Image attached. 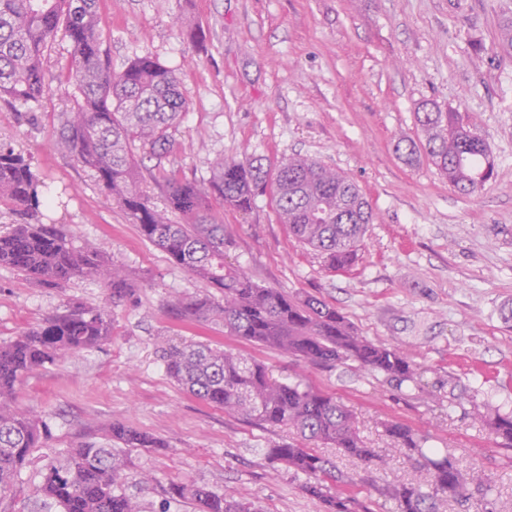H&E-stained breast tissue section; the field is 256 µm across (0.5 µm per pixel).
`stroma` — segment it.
<instances>
[{
    "label": "stroma",
    "instance_id": "35a3bbf8",
    "mask_svg": "<svg viewBox=\"0 0 512 512\" xmlns=\"http://www.w3.org/2000/svg\"><path fill=\"white\" fill-rule=\"evenodd\" d=\"M100 11L113 69L148 54L179 77L188 110L170 157L178 177H206L219 154L272 164L300 154L356 182L374 219L351 269H327L279 222L267 194L247 213L216 208L224 257L263 287L334 305L362 336L406 355L417 379L401 384L352 361L312 366L222 327L171 318L169 295L208 284L172 265L91 171L53 147L72 91L71 45L61 36L44 56L53 91L36 112L0 101V143L30 157L45 181L54 200L47 222L69 225L76 247L102 248L147 279L132 300L112 306L110 341L17 387L16 403L41 412L49 440L33 450L0 512H60L35 492L43 466L81 442L106 441L115 422L164 442L126 452L124 490L139 512H195L169 498L174 483L205 484L261 512H320L303 476L266 455L299 441L295 430L227 414L167 377L161 346L190 342L242 353L273 378L301 377L342 403L380 460L314 448L371 512L396 510L379 487L429 478L405 449L392 448L383 431L391 420L455 457L470 493H488L497 512H512V448L490 428L512 412V56L497 47L512 0H102ZM180 16L204 28L203 46L183 39ZM428 100L461 112L488 145L495 177L478 192L459 193L425 154L397 151L400 141L423 145L417 112ZM105 299L89 277L43 288L0 267V342L69 303Z\"/></svg>",
    "mask_w": 512,
    "mask_h": 512
}]
</instances>
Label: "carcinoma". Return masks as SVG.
Here are the masks:
<instances>
[{
	"label": "carcinoma",
	"mask_w": 512,
	"mask_h": 512,
	"mask_svg": "<svg viewBox=\"0 0 512 512\" xmlns=\"http://www.w3.org/2000/svg\"><path fill=\"white\" fill-rule=\"evenodd\" d=\"M100 0H0V98L32 107L51 91L43 54L58 33L71 43L67 81L73 92L62 113L54 146L92 171L104 192L138 225L142 237L161 248L170 261L208 282L221 297L172 295L168 311L189 323L224 326L241 340L282 350L313 365L352 360L399 382L413 379L408 358L396 349L360 336L335 306L314 296H291L264 288L224 258V224L212 217L213 202L241 212L273 188L280 222L302 243L320 252L332 271L359 259V243L373 211L358 185L345 173L316 159L290 156L275 165L256 157L214 158L208 177L187 180L171 173L158 179L176 142L173 132L187 103L175 71L152 56H136L112 69L102 50ZM498 46L512 54V18L503 21ZM417 121L424 150L448 183L465 194L495 178L487 144L457 112L435 103L422 105ZM138 144L155 164L143 166L132 152ZM162 193L157 205L146 189ZM26 222L0 231V266L12 268L36 284L61 288L74 278L91 277L112 301L134 295L135 284L121 265L98 249H76L64 224H45L42 208L47 186L31 161L0 146V204ZM179 215L182 221L173 220ZM112 318L106 306L75 302L47 316L36 328L0 344V499L12 492L34 448L47 443L40 414L16 405V386L34 370L59 357L107 342ZM164 368L185 393L225 412L261 424L288 426L306 440L333 445L366 462L378 452L361 439L351 413L335 397L299 379L278 382L266 367L230 350L204 343L162 347ZM501 445L512 447V413L490 423ZM386 432L432 474L427 487L388 485L381 494L397 512H434V500L448 495L470 500L458 461L433 448L408 426L394 421ZM153 435L115 423L108 442H84L51 459L36 493L61 512H137L124 491L126 448H160ZM267 456L305 477L302 490L323 512H366L354 497L336 488L333 462L298 443L267 450ZM173 499H186L197 512H260L252 502L220 494L205 485L173 484Z\"/></svg>",
	"instance_id": "carcinoma-1"
}]
</instances>
